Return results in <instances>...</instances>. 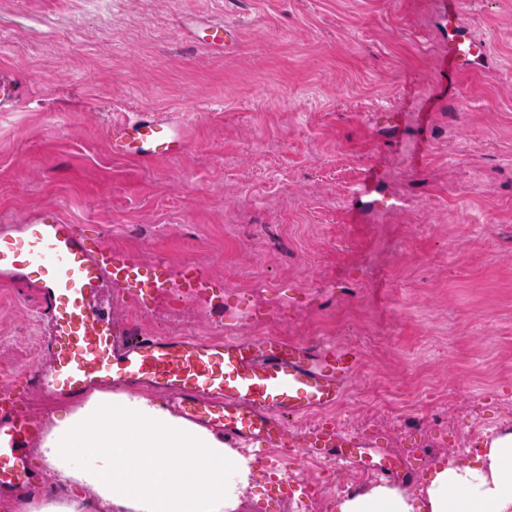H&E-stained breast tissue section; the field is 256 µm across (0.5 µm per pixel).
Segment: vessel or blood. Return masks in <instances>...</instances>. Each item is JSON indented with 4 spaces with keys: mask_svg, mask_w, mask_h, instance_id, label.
Listing matches in <instances>:
<instances>
[{
    "mask_svg": "<svg viewBox=\"0 0 512 512\" xmlns=\"http://www.w3.org/2000/svg\"><path fill=\"white\" fill-rule=\"evenodd\" d=\"M483 43L456 38L442 54L444 71L465 68L485 54ZM25 92L10 70H0V112ZM112 151L133 162L164 159L181 152V131L140 110L135 120L113 121ZM0 277L32 288L42 302L47 327L44 360L28 366L24 385L0 388V495L39 481L26 454L41 424L26 410L29 388L79 396L94 388H152L168 393L186 419L243 444L347 449L366 465L368 442L342 434L329 422L304 433L289 431L286 420L330 410L347 393L360 356L350 347L313 346L284 336L239 337L206 342L191 334L143 335L112 312V287L129 288L145 299L164 288L162 263L148 265L100 243H90L48 205L16 224L0 226ZM180 285L195 292L212 282L196 263L179 272Z\"/></svg>",
    "mask_w": 512,
    "mask_h": 512,
    "instance_id": "b4317fda",
    "label": "vessel or blood"
}]
</instances>
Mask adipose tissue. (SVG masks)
<instances>
[{"label": "adipose tissue", "mask_w": 512, "mask_h": 512, "mask_svg": "<svg viewBox=\"0 0 512 512\" xmlns=\"http://www.w3.org/2000/svg\"><path fill=\"white\" fill-rule=\"evenodd\" d=\"M38 455L64 493L18 497L14 512H241L254 471L222 435L146 392L58 405ZM336 512H512V431L484 441L472 463L438 466L415 493L377 484Z\"/></svg>", "instance_id": "obj_1"}]
</instances>
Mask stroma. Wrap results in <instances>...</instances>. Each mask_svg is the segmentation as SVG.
<instances>
[{"label":"stroma","mask_w":512,"mask_h":512,"mask_svg":"<svg viewBox=\"0 0 512 512\" xmlns=\"http://www.w3.org/2000/svg\"><path fill=\"white\" fill-rule=\"evenodd\" d=\"M0 0V67L29 91L0 112V225L59 206L140 263L187 261L214 294L173 288L118 317L148 334L279 335L353 345L326 418L377 436L384 463L472 461L512 428V0ZM236 28L228 48L206 24ZM490 55L440 82L449 39ZM143 107L186 150L136 165L113 120ZM430 112L421 129V112ZM383 178L361 199L365 167ZM40 302L0 281V386L40 359ZM242 512H333L352 464L240 446Z\"/></svg>","instance_id":"obj_1"}]
</instances>
